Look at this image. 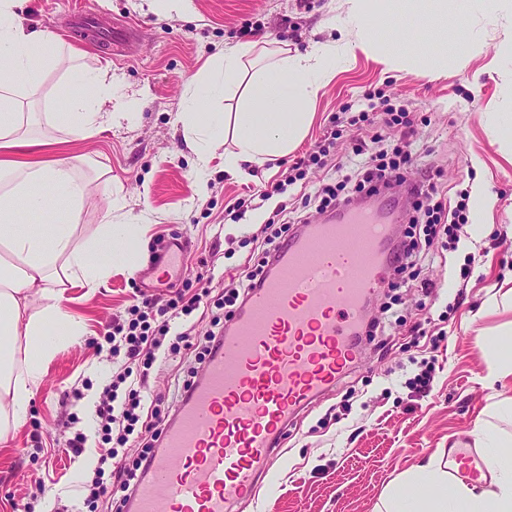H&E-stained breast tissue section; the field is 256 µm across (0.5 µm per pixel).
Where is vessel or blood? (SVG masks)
Here are the masks:
<instances>
[{"label": "vessel or blood", "instance_id": "vessel-or-blood-1", "mask_svg": "<svg viewBox=\"0 0 512 512\" xmlns=\"http://www.w3.org/2000/svg\"><path fill=\"white\" fill-rule=\"evenodd\" d=\"M392 224L341 212L302 225L253 288L164 427L131 512H235L271 471L289 419L355 359L364 307L392 265ZM479 474L472 449L449 474Z\"/></svg>", "mask_w": 512, "mask_h": 512}]
</instances>
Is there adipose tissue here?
Returning a JSON list of instances; mask_svg holds the SVG:
<instances>
[{"label": "adipose tissue", "instance_id": "ef3b65f1", "mask_svg": "<svg viewBox=\"0 0 512 512\" xmlns=\"http://www.w3.org/2000/svg\"><path fill=\"white\" fill-rule=\"evenodd\" d=\"M407 15L439 35L459 0H346L345 31L353 45L393 67L407 65L402 43L366 33L368 19L395 18L396 2ZM24 0H0V436L24 421L46 364L65 344L84 335L81 319L64 306L65 291L95 292L112 274L117 244L139 242L142 227L104 218L85 233L80 215L101 176L80 177L68 156L69 137L85 138L111 129L122 118L113 102L112 69L87 73L66 56L56 34L28 25ZM254 44L240 43L211 57L178 119L189 132L187 146L199 166L209 165L218 131L235 149L224 170L248 175L254 167L291 152L306 136L319 90L336 67L334 43H316L297 53L282 52L272 68L243 78L242 60ZM64 67L69 94L64 111L51 113L52 136L35 137L37 113L22 112L17 97L36 91L46 69ZM245 84L237 111L215 118L201 102ZM409 495L389 490L376 512H512V465L487 458L482 483L449 477L448 462L435 454L412 471Z\"/></svg>", "mask_w": 512, "mask_h": 512}]
</instances>
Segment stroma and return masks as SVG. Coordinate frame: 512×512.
Wrapping results in <instances>:
<instances>
[{"instance_id": "35a3bbf8", "label": "stroma", "mask_w": 512, "mask_h": 512, "mask_svg": "<svg viewBox=\"0 0 512 512\" xmlns=\"http://www.w3.org/2000/svg\"><path fill=\"white\" fill-rule=\"evenodd\" d=\"M25 15L75 50L77 65L93 70L111 63L115 99L129 118L68 146L85 158L79 176L98 169L112 176L111 188L90 200L81 222L94 230L108 212L113 221L141 224L143 232L135 272L114 268L90 296L67 289V306L83 320L85 334L46 365L25 422L0 441V512H102V500L88 498L81 486L106 450L94 405L124 368L102 344L109 325L127 320L142 295L165 304L168 290L157 282L160 242L177 240L186 249L177 288L191 295L234 287L277 205L321 219L317 189L358 172L354 139L366 128L384 129L383 114L360 119L358 102L367 90L409 105L418 131L411 162L433 175L449 201L479 181L493 207L487 223L464 224L456 249L435 239L418 276L391 274V286L369 304L374 328L361 334L351 369L289 425L271 478L237 512H375L381 496L435 452L464 442L482 454L512 435V411L497 407L512 397V384L488 383L495 362L489 344L512 338V311L498 301L512 270V144L499 132L512 123V56L500 50L512 41V5L491 11L482 0H461L455 26L472 50L430 73L394 69L360 51L338 54L305 139L249 178L225 173L230 141L208 169H199L176 121L187 85L208 58L240 43H254L267 63L277 50L339 39L345 0H191L189 13L178 16L149 0H28ZM369 28L377 38L407 41L421 56L444 51L415 22L373 21ZM67 89L63 71L44 72L23 108L61 111ZM330 130L334 162L312 166L308 185L261 201V191L318 151ZM202 178L209 183L204 196L197 193ZM467 263L473 272L464 279L459 271ZM418 361L433 371L429 390L420 393L404 385ZM79 432L87 442L77 456L67 442Z\"/></svg>"}]
</instances>
